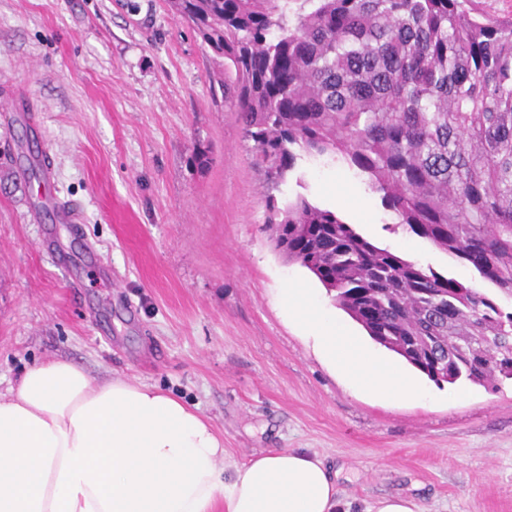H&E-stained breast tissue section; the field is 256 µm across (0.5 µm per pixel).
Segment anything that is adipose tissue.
Wrapping results in <instances>:
<instances>
[{
	"instance_id": "1",
	"label": "adipose tissue",
	"mask_w": 512,
	"mask_h": 512,
	"mask_svg": "<svg viewBox=\"0 0 512 512\" xmlns=\"http://www.w3.org/2000/svg\"><path fill=\"white\" fill-rule=\"evenodd\" d=\"M280 302L359 388L422 398L311 289L287 285ZM337 477L294 448L227 465L223 434L198 410L140 382L92 383L65 358L33 365L0 394V512H349Z\"/></svg>"
}]
</instances>
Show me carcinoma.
<instances>
[{
	"label": "carcinoma",
	"mask_w": 512,
	"mask_h": 512,
	"mask_svg": "<svg viewBox=\"0 0 512 512\" xmlns=\"http://www.w3.org/2000/svg\"><path fill=\"white\" fill-rule=\"evenodd\" d=\"M291 2L167 0L224 58L271 180L340 158L396 225L512 296V21L468 0ZM266 207L276 249L378 344L438 384L512 378V310L306 195Z\"/></svg>",
	"instance_id": "obj_1"
}]
</instances>
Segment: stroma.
<instances>
[{"label": "stroma", "instance_id": "35a3bbf8", "mask_svg": "<svg viewBox=\"0 0 512 512\" xmlns=\"http://www.w3.org/2000/svg\"><path fill=\"white\" fill-rule=\"evenodd\" d=\"M230 81L164 0H0V383L67 358L198 409L228 460L318 454L351 512L396 495L512 512V379L425 378L410 401L357 389L279 304L285 285L312 289L363 333L275 249L265 201L302 192L407 260L462 281L474 270L396 226L342 160L302 158L272 185ZM43 155L78 228L37 204Z\"/></svg>", "mask_w": 512, "mask_h": 512}]
</instances>
